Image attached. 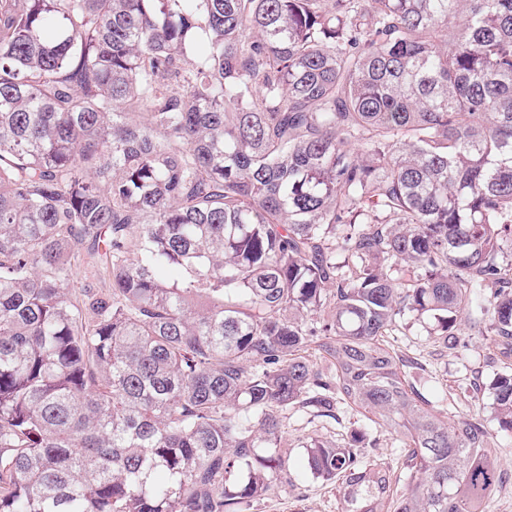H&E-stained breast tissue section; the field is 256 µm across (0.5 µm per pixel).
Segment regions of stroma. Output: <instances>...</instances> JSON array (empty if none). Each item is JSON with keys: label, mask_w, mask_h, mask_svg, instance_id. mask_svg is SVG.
Wrapping results in <instances>:
<instances>
[{"label": "stroma", "mask_w": 512, "mask_h": 512, "mask_svg": "<svg viewBox=\"0 0 512 512\" xmlns=\"http://www.w3.org/2000/svg\"><path fill=\"white\" fill-rule=\"evenodd\" d=\"M433 326L432 319L408 317L391 342L410 367L412 385L437 408L451 409L460 417L477 413L487 418L505 483L486 500L484 512H512V433L499 430L489 419L490 384L495 374L504 370V359L496 344L475 334L467 336L464 345L445 348L431 336ZM354 435L365 457L400 467L401 437L376 429L360 414L345 413L334 421L289 412L280 441L287 453V473L274 494L252 501L245 512H343L344 503L335 484L322 481L307 468L303 444L311 436L341 443Z\"/></svg>", "instance_id": "1"}]
</instances>
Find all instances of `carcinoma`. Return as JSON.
Returning <instances> with one entry per match:
<instances>
[{
  "label": "carcinoma",
  "instance_id": "cac0c4a2",
  "mask_svg": "<svg viewBox=\"0 0 512 512\" xmlns=\"http://www.w3.org/2000/svg\"><path fill=\"white\" fill-rule=\"evenodd\" d=\"M410 313L512 358V0H0V512H243L338 403L406 445L309 438L345 512H483Z\"/></svg>",
  "mask_w": 512,
  "mask_h": 512
}]
</instances>
